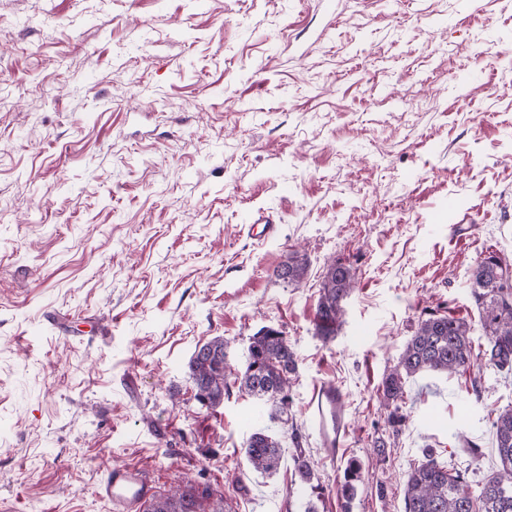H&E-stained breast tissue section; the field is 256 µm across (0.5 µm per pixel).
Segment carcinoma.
<instances>
[{"label": "carcinoma", "instance_id": "1", "mask_svg": "<svg viewBox=\"0 0 512 512\" xmlns=\"http://www.w3.org/2000/svg\"><path fill=\"white\" fill-rule=\"evenodd\" d=\"M307 274L306 259L293 252L274 270V275L298 284ZM509 264L495 254L476 261L470 270L473 295L482 305V328L487 346L480 351L485 365L512 371V288L503 287ZM351 268L332 260L326 263L316 307L315 333L328 341L336 335L344 309L343 302L353 288ZM227 342L216 336L194 352L188 364L194 389L203 393L207 407L224 401L230 384L252 397L272 403V419L288 424V391L296 373L297 360L287 336L274 327H263L250 338L245 366L235 375L227 372ZM474 365L470 324L462 318L431 312L418 322L396 366L382 382L385 406L393 407L388 423L397 428L406 421L400 413L404 378L421 371L448 375L465 372ZM499 467L483 480L479 495L471 491L467 474L454 471L427 455L411 472L404 495V512H512V408L500 411L492 423ZM281 443L265 431L253 433L245 455L260 473L275 471L281 459ZM294 469L301 482L315 477L314 462L305 451L295 448ZM361 464L349 462L344 482L336 494L351 498L361 481ZM145 512H225L224 495L203 489L192 481L153 499Z\"/></svg>", "mask_w": 512, "mask_h": 512}]
</instances>
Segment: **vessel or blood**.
<instances>
[{"mask_svg": "<svg viewBox=\"0 0 512 512\" xmlns=\"http://www.w3.org/2000/svg\"><path fill=\"white\" fill-rule=\"evenodd\" d=\"M308 408L323 446L333 450L345 447L350 432L340 390L330 384L315 386ZM152 492L148 472L126 464L107 468L96 485L98 497L109 504L111 512H135Z\"/></svg>", "mask_w": 512, "mask_h": 512, "instance_id": "obj_1", "label": "vessel or blood"}]
</instances>
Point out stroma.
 <instances>
[{"instance_id": "stroma-1", "label": "stroma", "mask_w": 512, "mask_h": 512, "mask_svg": "<svg viewBox=\"0 0 512 512\" xmlns=\"http://www.w3.org/2000/svg\"><path fill=\"white\" fill-rule=\"evenodd\" d=\"M293 251L298 284L274 275ZM491 252L512 264V0H0V512H110L115 464L227 512H404L428 453L479 488L512 372L406 379L398 432L379 388L423 313L485 343L468 270ZM329 259L355 281L326 342ZM264 326L301 435L270 475L244 453L269 403L201 406L188 370L216 336L240 370ZM327 382L336 454L306 410ZM308 409L322 445L338 451L344 448L349 438V424L346 419V404L340 390L333 385L323 384L313 388Z\"/></svg>"}]
</instances>
